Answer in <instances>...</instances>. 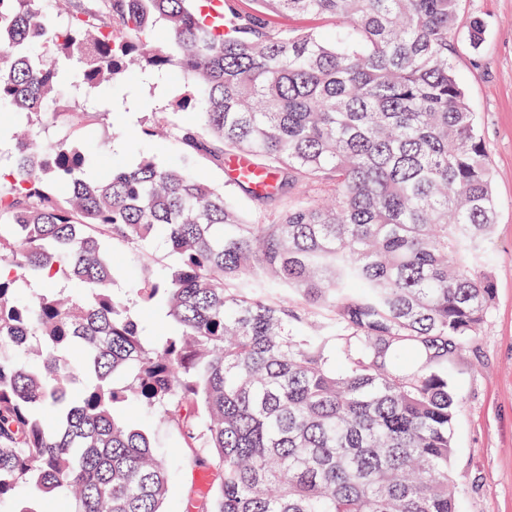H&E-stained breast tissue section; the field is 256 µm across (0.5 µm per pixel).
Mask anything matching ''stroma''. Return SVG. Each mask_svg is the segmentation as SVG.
<instances>
[{"instance_id":"1","label":"stroma","mask_w":512,"mask_h":512,"mask_svg":"<svg viewBox=\"0 0 512 512\" xmlns=\"http://www.w3.org/2000/svg\"><path fill=\"white\" fill-rule=\"evenodd\" d=\"M476 20L483 26L477 50L468 40ZM453 65L494 173L496 226L487 253L496 294L479 336L451 369L459 402L452 475L461 512H512V0H460ZM181 89L179 80L130 70L105 111L87 118L84 129L104 144L108 161L133 164L147 155L163 165L177 163L173 134L150 137L141 130L154 113L168 112ZM107 256L116 293L133 299L132 313L147 335L163 333L161 310L136 300L133 288L143 265L159 273L171 267V253L158 240L144 254L115 243ZM115 415L144 429L158 448L170 476L168 512H191L205 491L215 490L220 473L204 462V449L185 447L160 411L120 407Z\"/></svg>"}]
</instances>
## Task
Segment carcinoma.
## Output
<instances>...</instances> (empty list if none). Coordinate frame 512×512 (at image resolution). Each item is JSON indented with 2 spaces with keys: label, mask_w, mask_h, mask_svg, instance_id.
<instances>
[{
  "label": "carcinoma",
  "mask_w": 512,
  "mask_h": 512,
  "mask_svg": "<svg viewBox=\"0 0 512 512\" xmlns=\"http://www.w3.org/2000/svg\"><path fill=\"white\" fill-rule=\"evenodd\" d=\"M460 0H0V503L27 482L64 512H164L168 471L118 420L160 409L222 473L205 512H458L450 370L494 298L491 177L451 54ZM330 16L334 38L272 18ZM162 26L168 41H156ZM187 78L184 162L96 168L45 140L129 66ZM272 175L249 223L191 161ZM336 193L327 204L312 184ZM175 263L112 289L107 243ZM46 288L25 295L19 282ZM107 256L115 270L113 288L118 295L134 299L132 313L135 319L146 328V335L154 336L163 333L167 328L163 312L154 303L136 302L132 288L141 275L144 263H149L156 272L160 273L174 264V257L161 240H156L144 256L120 243L110 245Z\"/></svg>",
  "instance_id": "1"
}]
</instances>
